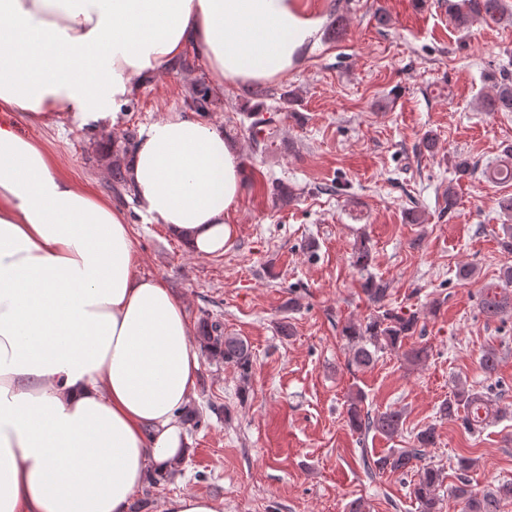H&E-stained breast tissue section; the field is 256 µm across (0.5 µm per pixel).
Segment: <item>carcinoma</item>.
Instances as JSON below:
<instances>
[{
    "label": "carcinoma",
    "instance_id": "carcinoma-1",
    "mask_svg": "<svg viewBox=\"0 0 512 512\" xmlns=\"http://www.w3.org/2000/svg\"><path fill=\"white\" fill-rule=\"evenodd\" d=\"M448 15L460 29L469 28L476 21L500 23L509 19L503 0H448ZM220 97L211 89L194 88L190 94L189 107L196 112H209L217 107ZM480 108L485 112H512V76L504 73L493 82V90L482 96ZM137 140L128 134L121 140L112 141V180L129 187L124 159L133 150ZM477 165L467 156H459L454 163L457 178L471 177ZM354 264L365 272L362 292L374 306L375 314L361 323H348L341 329V336L349 347L348 366L356 369L370 366L376 354L383 350L402 351V357L409 366H418L429 358V350L424 346H411L403 349L405 340L416 332L419 322L417 313L401 314L389 307L387 296L388 282L369 272L371 251L365 242H360L354 251ZM479 308L488 318L501 316L512 310V269L503 275V285L499 290L484 294L479 300ZM197 342L199 348L211 359L229 364L238 370L243 383H248L253 369L254 358L248 342L232 333L224 331L223 325L209 316L200 318ZM498 395L493 388L481 390L463 383L455 384L448 399L439 407V416L460 422L467 432L496 417L492 406ZM364 394L358 390L348 397L347 416L351 429L366 435L370 432L393 439L401 434L403 414L399 410H385L371 414L364 411ZM435 443L432 427L421 430L414 437L411 448H390L387 452L366 460L367 467L380 473L414 472L412 494L418 504V512H439L437 488L444 479L443 469L422 463L423 451ZM454 497L462 504V512H500L501 503L512 499V483L500 484L474 494L466 480L453 488Z\"/></svg>",
    "mask_w": 512,
    "mask_h": 512
}]
</instances>
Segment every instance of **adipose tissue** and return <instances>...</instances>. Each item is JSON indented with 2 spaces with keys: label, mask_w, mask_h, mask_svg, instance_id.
<instances>
[{
  "label": "adipose tissue",
  "mask_w": 512,
  "mask_h": 512,
  "mask_svg": "<svg viewBox=\"0 0 512 512\" xmlns=\"http://www.w3.org/2000/svg\"><path fill=\"white\" fill-rule=\"evenodd\" d=\"M322 24L302 0H0V512H129L189 453L200 367L184 300L139 274L124 212L23 127L115 122L190 42L217 85L281 79ZM127 171L156 223L223 251L246 173L213 124L167 113Z\"/></svg>",
  "instance_id": "1"
}]
</instances>
